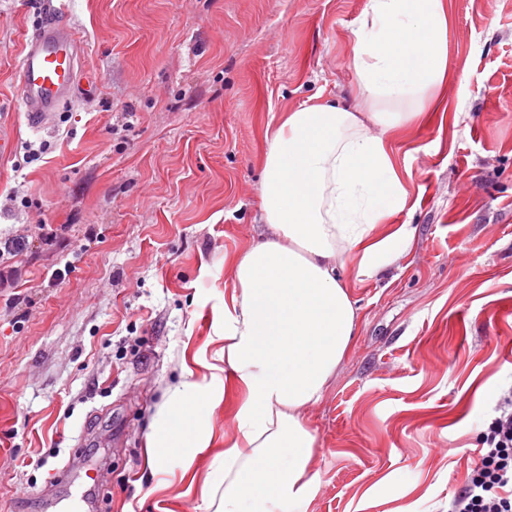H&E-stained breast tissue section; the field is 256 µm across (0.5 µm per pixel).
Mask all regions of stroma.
Returning a JSON list of instances; mask_svg holds the SVG:
<instances>
[{
    "instance_id": "stroma-1",
    "label": "stroma",
    "mask_w": 512,
    "mask_h": 512,
    "mask_svg": "<svg viewBox=\"0 0 512 512\" xmlns=\"http://www.w3.org/2000/svg\"><path fill=\"white\" fill-rule=\"evenodd\" d=\"M441 108L391 138L411 246L371 275L347 261L358 327L304 417L320 485L307 512H448L476 436L512 387V0H448ZM367 0H72L82 67L53 123L17 97L32 0H0V236L27 235L0 284V512H205L239 400L192 461L146 463L168 385L223 346L232 262L264 239L266 132L330 97L353 105ZM47 143L44 159L27 148ZM57 233L53 247L39 225ZM71 265L64 284L48 272Z\"/></svg>"
}]
</instances>
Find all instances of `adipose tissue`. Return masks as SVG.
I'll list each match as a JSON object with an SVG mask.
<instances>
[{"mask_svg": "<svg viewBox=\"0 0 512 512\" xmlns=\"http://www.w3.org/2000/svg\"><path fill=\"white\" fill-rule=\"evenodd\" d=\"M351 65L371 112L328 99L288 111L268 139V234L235 258L224 298L220 356L242 399L223 476L202 490L208 512H306L318 490L303 411L321 399L357 329L341 255L354 254L358 274H370L413 239L408 224L381 232L409 196L389 138L448 84L446 0H367ZM223 387L215 373L167 389L148 436L151 470L206 447Z\"/></svg>", "mask_w": 512, "mask_h": 512, "instance_id": "obj_1", "label": "adipose tissue"}]
</instances>
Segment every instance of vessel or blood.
Returning a JSON list of instances; mask_svg holds the SVG:
<instances>
[{"label":"vessel or blood","mask_w":512,"mask_h":512,"mask_svg":"<svg viewBox=\"0 0 512 512\" xmlns=\"http://www.w3.org/2000/svg\"><path fill=\"white\" fill-rule=\"evenodd\" d=\"M38 22L18 62L17 94L31 129L51 124L81 84L84 46L69 21L71 0H35Z\"/></svg>","instance_id":"1"}]
</instances>
